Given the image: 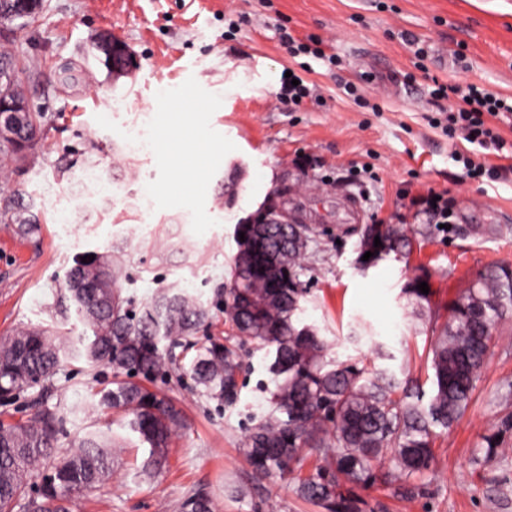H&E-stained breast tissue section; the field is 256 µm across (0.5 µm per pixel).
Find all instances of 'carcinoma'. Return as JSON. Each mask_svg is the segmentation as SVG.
<instances>
[{"instance_id": "obj_1", "label": "carcinoma", "mask_w": 512, "mask_h": 512, "mask_svg": "<svg viewBox=\"0 0 512 512\" xmlns=\"http://www.w3.org/2000/svg\"><path fill=\"white\" fill-rule=\"evenodd\" d=\"M40 115L25 116L14 137H0V158H22L37 144ZM1 224L17 225L26 238L37 222L14 207L0 212ZM229 282L207 302L186 290L164 285L141 307L124 294L122 252L82 258L66 274L53 306L51 323L0 338V404H11L31 388L45 391L62 363L82 360L89 369L112 368L113 380L97 392L98 407L130 416L129 428L148 446L143 472L161 473L181 416L143 381L164 376L169 368L189 378L209 401L231 404L242 371L239 353L221 343L197 341L212 311L224 314L239 345L255 343L273 352L268 372L275 391L271 409L245 436L250 464L272 474L315 454L324 464L300 480L301 496L329 512H353L342 484L377 480L406 481L422 474L434 455L433 427L459 420L472 400L497 323L512 312V267L489 266L448 306V319L435 331L431 346L434 389L428 405L398 394L396 379L374 366L335 360L318 329L299 325L300 300L307 292L300 276L317 229L303 224H243ZM360 252L373 253L360 266H371L390 253H409L412 240L390 224L358 230ZM380 238L381 246H374ZM84 327L80 336L66 329L67 311ZM168 345L160 347L162 341ZM64 433L57 407L44 404L31 418L0 420V512H70L71 495L103 483L112 474V432L89 430L58 446ZM394 453V472L380 476L375 463ZM43 472L34 497L26 474ZM184 512H213L212 501L198 494Z\"/></svg>"}]
</instances>
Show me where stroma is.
I'll return each mask as SVG.
<instances>
[{"label": "stroma", "mask_w": 512, "mask_h": 512, "mask_svg": "<svg viewBox=\"0 0 512 512\" xmlns=\"http://www.w3.org/2000/svg\"><path fill=\"white\" fill-rule=\"evenodd\" d=\"M285 31L319 38L339 66L290 54ZM107 35L133 53L126 73L113 74L95 50ZM1 51L27 63L19 89L42 119L36 148L0 178V205L21 194L41 225L25 240L0 224V336L45 324L66 272L90 251L125 248L126 291L138 303L161 281L212 298L229 276L237 225L277 196L289 216L320 230L301 276L302 323L341 361L372 365V343H384L401 386L427 398L431 342L449 303L487 266H512V174L468 178L427 119L435 78L512 95V0H43L34 23H0ZM288 67L318 87V99L296 112L276 99ZM346 82L378 111L345 96ZM164 88L176 98H162ZM182 110L191 124L179 136L216 160L179 177L157 151H133L128 131L143 118L159 130ZM365 165L371 175L361 174ZM150 183L170 186L174 202L155 204L144 192ZM431 191L447 193L449 223L489 233L451 234L416 214L410 198ZM367 224L404 227L411 254L361 268L359 238L346 229ZM416 279L431 290L420 307L406 293ZM240 354L230 407L199 398L175 374L152 382L182 418L152 479L126 417L91 408L111 369L64 363L52 395L65 401L68 434L108 428L120 447L109 479L74 493L72 512H183L200 493L213 512H325L297 490L316 456L276 476L249 463L244 437L269 411L274 383L265 350L249 344ZM510 417L512 316L496 327L465 415L436 427L429 468L405 483L353 487L359 512H512V429L502 427ZM496 433L506 453L491 457L486 439Z\"/></svg>", "instance_id": "stroma-1"}]
</instances>
